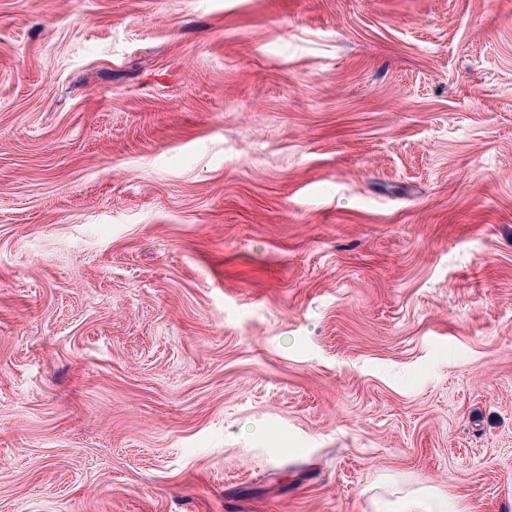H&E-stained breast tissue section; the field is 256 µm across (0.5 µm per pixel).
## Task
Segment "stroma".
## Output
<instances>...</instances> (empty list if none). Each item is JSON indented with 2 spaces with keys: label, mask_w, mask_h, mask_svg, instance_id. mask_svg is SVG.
Masks as SVG:
<instances>
[{
  "label": "stroma",
  "mask_w": 512,
  "mask_h": 512,
  "mask_svg": "<svg viewBox=\"0 0 512 512\" xmlns=\"http://www.w3.org/2000/svg\"><path fill=\"white\" fill-rule=\"evenodd\" d=\"M512 512V0H0V512ZM382 512H463L435 486L394 495Z\"/></svg>",
  "instance_id": "obj_1"
}]
</instances>
